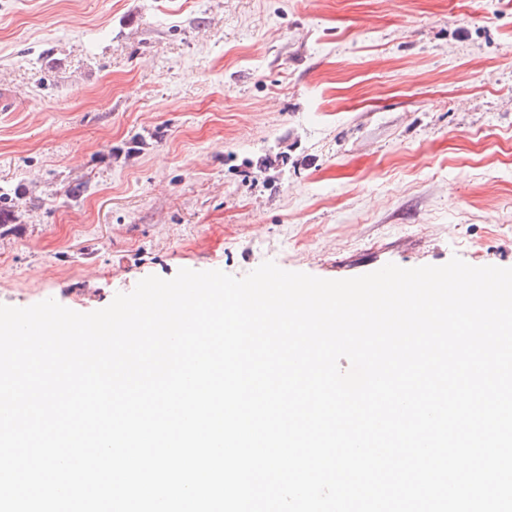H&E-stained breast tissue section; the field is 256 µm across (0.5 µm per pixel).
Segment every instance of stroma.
I'll return each mask as SVG.
<instances>
[{"mask_svg":"<svg viewBox=\"0 0 512 512\" xmlns=\"http://www.w3.org/2000/svg\"><path fill=\"white\" fill-rule=\"evenodd\" d=\"M1 89L0 304L512 267V0H0Z\"/></svg>","mask_w":512,"mask_h":512,"instance_id":"obj_1","label":"stroma"}]
</instances>
